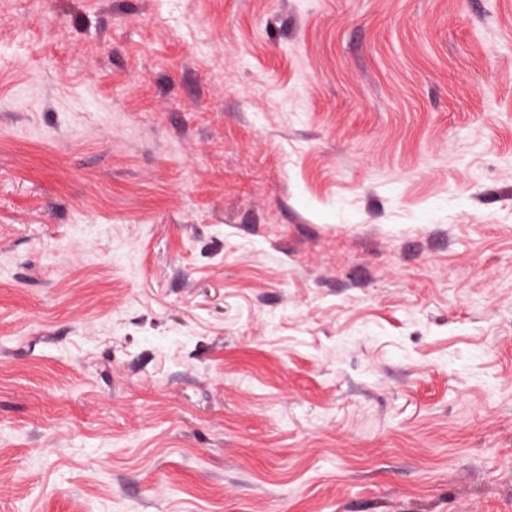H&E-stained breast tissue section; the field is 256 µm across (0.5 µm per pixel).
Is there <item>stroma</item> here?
Listing matches in <instances>:
<instances>
[{
    "mask_svg": "<svg viewBox=\"0 0 512 512\" xmlns=\"http://www.w3.org/2000/svg\"><path fill=\"white\" fill-rule=\"evenodd\" d=\"M0 512H512V0H0Z\"/></svg>",
    "mask_w": 512,
    "mask_h": 512,
    "instance_id": "35a3bbf8",
    "label": "stroma"
}]
</instances>
